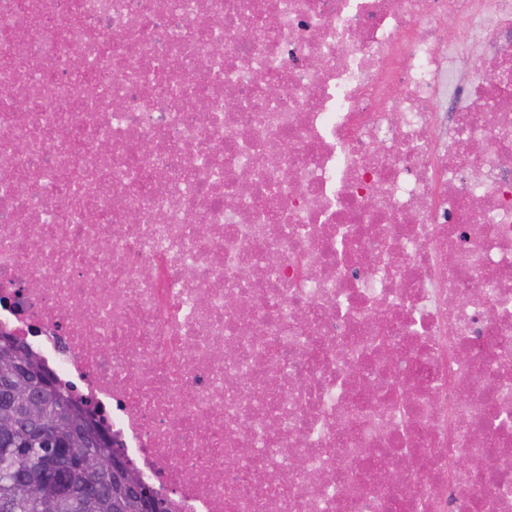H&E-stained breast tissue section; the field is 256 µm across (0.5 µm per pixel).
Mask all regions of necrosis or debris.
<instances>
[{
  "instance_id": "necrosis-or-debris-1",
  "label": "necrosis or debris",
  "mask_w": 512,
  "mask_h": 512,
  "mask_svg": "<svg viewBox=\"0 0 512 512\" xmlns=\"http://www.w3.org/2000/svg\"><path fill=\"white\" fill-rule=\"evenodd\" d=\"M505 103L512 0H0V332L169 512H512Z\"/></svg>"
}]
</instances>
